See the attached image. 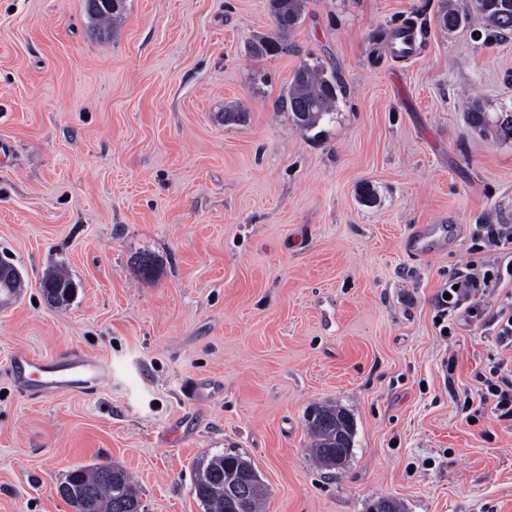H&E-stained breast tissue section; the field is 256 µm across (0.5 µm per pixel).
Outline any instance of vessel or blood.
<instances>
[{"label":"vessel or blood","instance_id":"obj_1","mask_svg":"<svg viewBox=\"0 0 512 512\" xmlns=\"http://www.w3.org/2000/svg\"><path fill=\"white\" fill-rule=\"evenodd\" d=\"M7 372L14 385L24 393H81L100 386L106 378L101 361L81 354L43 361L19 351L12 357Z\"/></svg>","mask_w":512,"mask_h":512}]
</instances>
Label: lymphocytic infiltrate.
Instances as JSON below:
<instances>
[{
	"label": "lymphocytic infiltrate",
	"mask_w": 512,
	"mask_h": 512,
	"mask_svg": "<svg viewBox=\"0 0 512 512\" xmlns=\"http://www.w3.org/2000/svg\"><path fill=\"white\" fill-rule=\"evenodd\" d=\"M472 239L474 250L495 251L499 258L493 263L474 261L449 273L436 314L439 333L450 336L451 322L460 317L480 321L494 332L502 354L490 357L475 375L479 402L490 405L497 420L512 422V362L504 357L512 352V225H476Z\"/></svg>",
	"instance_id": "obj_1"
}]
</instances>
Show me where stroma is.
Wrapping results in <instances>:
<instances>
[{
	"label": "stroma",
	"mask_w": 512,
	"mask_h": 512,
	"mask_svg": "<svg viewBox=\"0 0 512 512\" xmlns=\"http://www.w3.org/2000/svg\"><path fill=\"white\" fill-rule=\"evenodd\" d=\"M442 4L308 0L257 59L269 0H125L105 27L86 0H0V256L25 277L0 303V512H72L56 488L94 464L128 471L145 512H203L194 466L223 452L260 470L266 512H512V427L461 414L494 340L435 323L449 271L494 258L474 225L512 224V136L462 107L512 113V37L444 30ZM306 60L342 86L308 133L278 109ZM54 268L77 284L65 307L40 288ZM20 350L111 376L26 394ZM326 403L354 421L336 472L309 451Z\"/></svg>",
	"instance_id": "stroma-1"
}]
</instances>
